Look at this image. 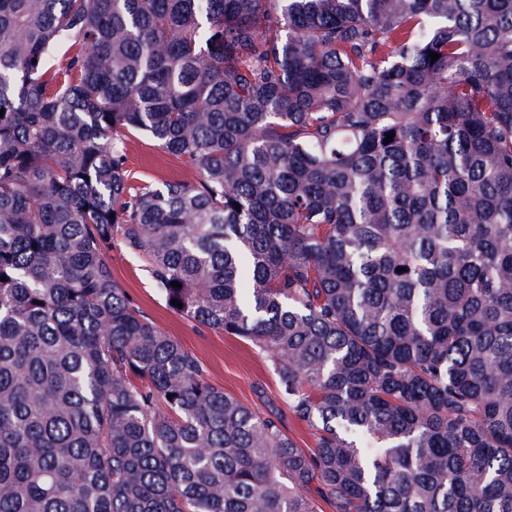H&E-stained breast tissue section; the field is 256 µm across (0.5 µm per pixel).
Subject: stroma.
I'll return each instance as SVG.
<instances>
[{
	"mask_svg": "<svg viewBox=\"0 0 512 512\" xmlns=\"http://www.w3.org/2000/svg\"><path fill=\"white\" fill-rule=\"evenodd\" d=\"M127 154L129 168L139 180L191 183L196 178L193 170L144 135H131ZM111 258L112 272L129 299L161 330L200 360L212 385L224 389L247 406L282 414L288 436L299 447H313L311 429L289 415L262 351L238 337L198 326L174 312L154 287L144 263L128 255L120 246H113Z\"/></svg>",
	"mask_w": 512,
	"mask_h": 512,
	"instance_id": "stroma-1",
	"label": "stroma"
}]
</instances>
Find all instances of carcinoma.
I'll return each mask as SVG.
<instances>
[{
    "label": "carcinoma",
    "mask_w": 512,
    "mask_h": 512,
    "mask_svg": "<svg viewBox=\"0 0 512 512\" xmlns=\"http://www.w3.org/2000/svg\"><path fill=\"white\" fill-rule=\"evenodd\" d=\"M0 110V512H512V0H0ZM129 169L132 175L142 181L194 182L195 172L183 165L177 158L156 146L142 134L131 135L127 141ZM111 258L112 272L129 299L200 360L212 385L249 407L279 412L288 436L300 448H313L314 431L289 414L262 351L236 336L198 326L174 312L154 287L145 264L128 255L118 244L112 247Z\"/></svg>",
    "instance_id": "carcinoma-1"
}]
</instances>
